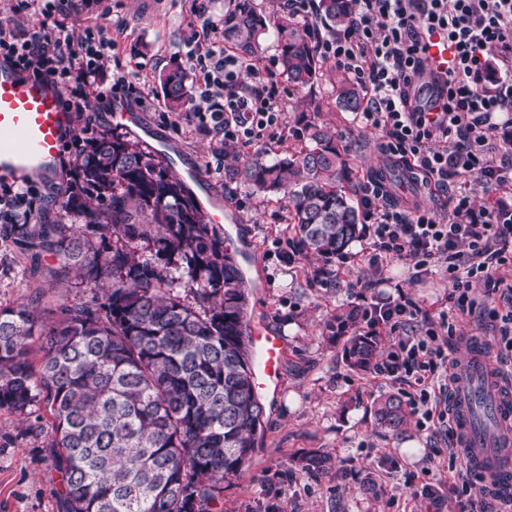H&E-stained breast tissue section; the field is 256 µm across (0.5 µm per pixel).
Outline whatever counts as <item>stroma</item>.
Here are the masks:
<instances>
[{"label":"stroma","instance_id":"stroma-1","mask_svg":"<svg viewBox=\"0 0 512 512\" xmlns=\"http://www.w3.org/2000/svg\"><path fill=\"white\" fill-rule=\"evenodd\" d=\"M52 1L75 34L100 26L116 41L98 85H109L118 64L141 73L138 99L113 98L107 112L98 111L97 100H90L91 134L127 133V126L115 121L113 113L128 107L141 115L139 144L152 146L172 170L204 171L239 216L238 225H225V234L236 238L237 248L254 251L253 257L240 259L248 279L256 283L248 314L287 344L279 391L262 399L263 445L225 487L224 512H458L459 503L451 499L449 439L431 435L413 421L395 432L378 427L373 405L382 396L400 394L399 385L352 370L342 343L331 338L336 313L358 307L373 295L367 286L368 238H360L335 260L336 278L323 284V262L300 252L292 242L286 201L256 194L243 181L229 178L209 138L187 125L185 113L169 111L164 104L159 73L176 66L188 68L187 53L194 45L223 40L224 13L231 0H156L151 10L146 0ZM260 62L271 73L286 119H293L296 108L304 105L316 121L335 127L352 160L348 190L378 173L400 202L423 196V187L412 184L403 166L380 150V133L338 106L334 62H327L321 80L302 90L282 74L274 36H267ZM88 136L74 130L63 144L54 176L32 181L38 203L31 223H68L61 202ZM46 263V257L0 240V308L31 303L49 323L56 319L60 304L84 299L75 282L51 279L44 271ZM382 275L416 304V326L437 320L449 306L446 272L416 278L408 264L398 261L386 263ZM475 294V310L456 321L461 337L454 347L458 356L463 353V337L495 336L494 324L483 318L482 308L505 306L499 293L479 287ZM26 427L21 417L0 409V512H58L59 477L47 461L50 435L35 436ZM314 453L330 456L325 471H307L306 460ZM393 458L399 469H391ZM424 470L440 488L442 502L413 495L406 485V472Z\"/></svg>","mask_w":512,"mask_h":512}]
</instances>
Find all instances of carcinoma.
I'll list each match as a JSON object with an SVG mask.
<instances>
[{"label": "carcinoma", "mask_w": 512, "mask_h": 512, "mask_svg": "<svg viewBox=\"0 0 512 512\" xmlns=\"http://www.w3.org/2000/svg\"><path fill=\"white\" fill-rule=\"evenodd\" d=\"M354 0H320L329 31L348 25ZM274 27L278 63L298 89L323 75L302 23H269L253 0H233L224 37L256 58ZM168 108L190 96L186 72L159 76ZM337 103L362 110L363 92L337 78ZM304 145L273 160L248 159L230 175L289 203L299 250L329 264L363 233L360 207L345 191L351 170L336 131L295 117ZM73 224H6L4 236L52 260L56 280L74 276L91 297L42 322L37 308H0V409L29 430L51 419L48 461L62 483L60 512H219L224 482L261 447L264 407L256 394L247 339L249 288L224 232L206 221L192 189L170 167L121 133L93 137L61 202ZM349 367L365 371L375 338L355 329L354 310L336 315ZM40 344L39 364L30 360ZM377 424L407 423L390 395Z\"/></svg>", "instance_id": "carcinoma-1"}]
</instances>
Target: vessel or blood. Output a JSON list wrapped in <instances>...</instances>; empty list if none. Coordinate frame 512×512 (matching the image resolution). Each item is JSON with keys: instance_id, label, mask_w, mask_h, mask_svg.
Returning a JSON list of instances; mask_svg holds the SVG:
<instances>
[{"instance_id": "b4317fda", "label": "vessel or blood", "mask_w": 512, "mask_h": 512, "mask_svg": "<svg viewBox=\"0 0 512 512\" xmlns=\"http://www.w3.org/2000/svg\"><path fill=\"white\" fill-rule=\"evenodd\" d=\"M72 129V115L63 105L61 92L46 79H35L0 64V179L22 182L51 177L60 162V147ZM210 205L211 224L225 218L224 202L214 193L201 170L189 173ZM255 389L259 394L275 390L286 354L281 337L256 324L248 326ZM450 421L457 444L465 448L469 462L490 474V490L512 497V379L499 374L488 351L471 345L454 370Z\"/></svg>"}]
</instances>
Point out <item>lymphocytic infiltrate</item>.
I'll return each instance as SVG.
<instances>
[{
	"instance_id": "1",
	"label": "lymphocytic infiltrate",
	"mask_w": 512,
	"mask_h": 512,
	"mask_svg": "<svg viewBox=\"0 0 512 512\" xmlns=\"http://www.w3.org/2000/svg\"><path fill=\"white\" fill-rule=\"evenodd\" d=\"M283 6L302 18L319 54L363 88L360 118L381 131L385 152L408 167L414 182L452 193V212L440 218L424 203L400 208L379 178L358 188L369 266L398 260L418 277L441 269L448 274L450 307L424 332H414L417 308L404 294L363 310L369 335L383 332L390 341L373 377L405 386L418 426L437 433L449 415L454 365L441 337L455 335L456 315L473 310L477 284L504 286L508 309L499 316L495 345L512 350V285L498 276L512 267V208H472L477 188L512 183V144L496 136L498 114L512 112V0H354L350 24L325 37L315 0H284ZM436 38L450 51L439 69L427 54ZM112 45L100 31L75 36L59 19L41 20L29 34L0 26V63L63 86L66 110L79 115L88 111L90 96L106 104L114 91H138L137 75L121 66L110 86L93 91ZM188 60L204 80L189 98L190 113L197 131L221 150L287 130L278 92L259 66L240 61L219 41L203 53L189 52Z\"/></svg>"
}]
</instances>
